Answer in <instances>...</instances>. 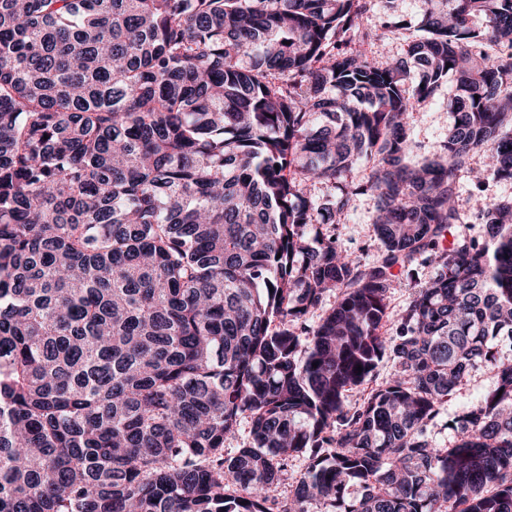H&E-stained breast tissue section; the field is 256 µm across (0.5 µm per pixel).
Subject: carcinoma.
I'll return each mask as SVG.
<instances>
[{
	"label": "carcinoma",
	"instance_id": "1",
	"mask_svg": "<svg viewBox=\"0 0 512 512\" xmlns=\"http://www.w3.org/2000/svg\"><path fill=\"white\" fill-rule=\"evenodd\" d=\"M374 2L0 0V512H512V0ZM453 83L452 78H448L433 97L422 103L417 112H414L412 134L420 148L410 158L412 164L423 157L432 158L440 153V145L453 124L451 110ZM374 211V198L370 194H360L350 202L343 224H336V240L342 250L353 254L362 262L372 261L381 249L371 224ZM434 274V269L432 267H421L419 270L420 282H424L429 277ZM408 283L404 282L399 287L395 288L392 291L389 298V308L391 313L398 312L402 307H404L409 301L412 293V289L417 287V284L420 283ZM495 384V377L492 372L480 370L476 376L448 406V416H451L457 407L467 401L475 399L480 394L488 391Z\"/></svg>",
	"mask_w": 512,
	"mask_h": 512
}]
</instances>
